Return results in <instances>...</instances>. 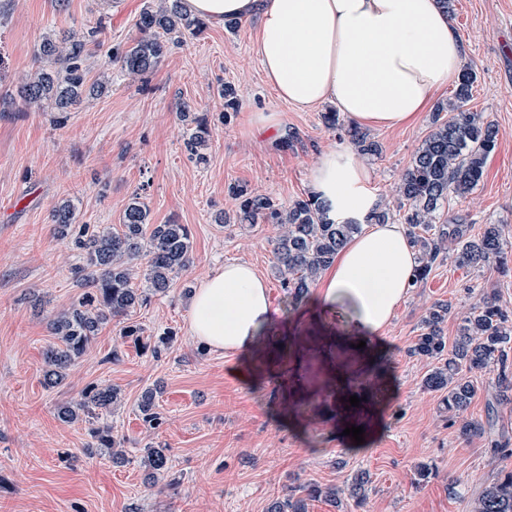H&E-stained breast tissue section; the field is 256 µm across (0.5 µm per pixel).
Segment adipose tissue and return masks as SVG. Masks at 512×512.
I'll list each match as a JSON object with an SVG mask.
<instances>
[{"label": "adipose tissue", "instance_id": "ef3b65f1", "mask_svg": "<svg viewBox=\"0 0 512 512\" xmlns=\"http://www.w3.org/2000/svg\"><path fill=\"white\" fill-rule=\"evenodd\" d=\"M213 24L255 20L256 53L280 99L306 111L324 103L355 125L411 123L459 79L463 42L438 0H184ZM312 190L332 218L360 219L374 206L372 168L351 148L325 152ZM417 264L405 225L371 224L339 251L317 281L324 317L339 316L343 346L384 334L405 302ZM276 315L265 278L248 263L207 274L190 304L188 331L209 350L252 348Z\"/></svg>", "mask_w": 512, "mask_h": 512}]
</instances>
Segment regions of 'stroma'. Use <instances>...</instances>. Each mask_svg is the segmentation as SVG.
<instances>
[{
    "label": "stroma",
    "instance_id": "35a3bbf8",
    "mask_svg": "<svg viewBox=\"0 0 512 512\" xmlns=\"http://www.w3.org/2000/svg\"><path fill=\"white\" fill-rule=\"evenodd\" d=\"M165 0H0V512H268L295 487L346 488L368 471L366 503L345 512H469L470 502L512 457L487 452L485 437L462 438L448 420L442 394L425 387L432 360L411 355L422 321L435 304L449 305L444 334L481 293L495 290L512 310V274L495 266L461 267L451 254L412 288L379 346L386 372L353 352L324 346L336 323L316 316L314 299L293 305L274 269V224L239 226L229 185L242 183L280 203L310 195V173L323 152L349 146L344 132L326 128L321 108L305 112L269 84L255 51V23L208 26L170 46L147 84L113 62V48L132 44L145 7ZM450 20L476 79L466 108L498 128L483 181L451 201L448 219L502 225L512 252V0H452ZM98 33L87 44L88 81L108 79V91L84 95L60 110L54 99L29 103L21 87L42 67L41 42L67 33ZM233 85L238 111L225 113L220 90ZM206 116L207 160H189L183 112ZM279 119L259 129L254 115ZM434 114L414 126L372 129L381 152L366 156L377 204L397 209L396 187ZM154 224H186L192 262L166 294L133 315L141 342L113 320L58 386L43 384V354L54 338L53 317L82 293L72 278L77 262L70 238L51 220L63 201L76 221L115 227L133 194ZM248 262L267 280L278 314L255 346L239 355L205 350L188 334L192 289L230 262ZM161 356L151 352L161 337ZM339 364L347 383L366 393L364 408L346 413L329 374ZM245 370V377L231 373ZM121 391L107 421L124 438L127 461L88 454L84 422L58 419L59 404L80 399L90 385ZM155 390L158 429L142 422L138 404ZM364 429L363 443L343 433L345 420ZM168 448L170 472L157 486L140 463L147 443ZM430 479L415 481L419 465Z\"/></svg>",
    "mask_w": 512,
    "mask_h": 512
}]
</instances>
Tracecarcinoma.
Listing matches in <instances>:
<instances>
[{
	"label": "carcinoma",
	"mask_w": 512,
	"mask_h": 512,
	"mask_svg": "<svg viewBox=\"0 0 512 512\" xmlns=\"http://www.w3.org/2000/svg\"><path fill=\"white\" fill-rule=\"evenodd\" d=\"M140 37L131 46L112 53V59L128 73L143 77L157 64L169 42L178 43L183 35H198L207 22L188 13L182 0H171L164 10L145 8L136 22ZM86 40L74 36L57 42L46 38L40 55L56 65L54 70H39L27 85L26 94L33 101L53 95L62 109L80 101L86 92L87 72L83 67ZM475 77L465 71L459 78L454 98L448 106L436 109L433 129L424 139L400 187L401 219L410 227L411 243L418 252L413 284L427 279L437 257L453 245L455 261L462 267L493 263L508 269V253L503 249V227L486 224L474 238L466 236L459 225L449 226L441 220L446 205L475 191L485 174L490 154L497 143L498 130L483 114L465 109L471 97ZM449 113L443 118L440 113ZM191 120L185 147L198 163L206 160L202 150L210 140L208 120L204 116ZM352 142L365 154H376L379 146L356 127L347 130ZM238 201L240 224L260 222L281 227L273 253L275 269L286 289L288 301L294 305L307 298L309 289L321 272L330 265L336 252L361 231V224H385L390 213L374 208L363 221L337 222L330 218L326 202L315 195L298 198L285 206L268 195L256 194L245 186H233ZM74 206L67 201L53 210L51 220L57 233L72 235L79 263L72 268L73 277L85 291L68 310L51 323L55 342L44 355V383L59 384L67 370L85 356L98 332L115 318L131 319L132 313L150 298L165 293L174 274L191 263V230L187 224H152L149 210L140 197L134 196L125 207L119 227L92 229L74 223ZM143 276L146 286L134 280ZM448 316V305L438 304L423 320L412 353L438 361L425 384L435 391L444 390L442 403L449 417L462 419L461 436L485 434L483 423L462 418L476 394L469 373H496L495 401L488 406L493 414L501 406L512 405V312L500 303L496 293H486L458 324V336L450 353H445L447 337L442 324ZM120 390L110 384L86 388L83 398L58 407V417L74 423L95 412H112ZM142 421L150 428L159 424L155 391L142 395L139 403ZM95 447L106 452L112 462L126 461L123 442L112 435V426L91 429ZM143 465L146 480L158 484L169 471L168 448H144ZM367 473L354 477L350 497L363 505ZM325 499L338 507L341 501L334 490L308 484L291 491L285 501L272 505L270 512H308V501ZM470 512H512V470H500L496 478L470 505Z\"/></svg>",
	"instance_id": "1"
}]
</instances>
